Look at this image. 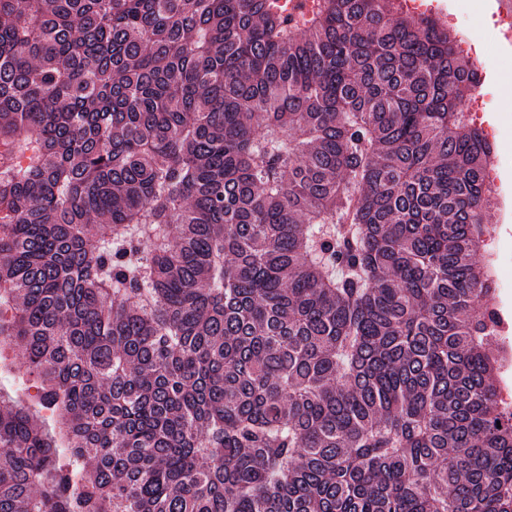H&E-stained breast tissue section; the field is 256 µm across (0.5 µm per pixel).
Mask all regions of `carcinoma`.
Returning a JSON list of instances; mask_svg holds the SVG:
<instances>
[{
    "instance_id": "carcinoma-1",
    "label": "carcinoma",
    "mask_w": 512,
    "mask_h": 512,
    "mask_svg": "<svg viewBox=\"0 0 512 512\" xmlns=\"http://www.w3.org/2000/svg\"><path fill=\"white\" fill-rule=\"evenodd\" d=\"M394 12L0 0V512H512L476 68Z\"/></svg>"
}]
</instances>
